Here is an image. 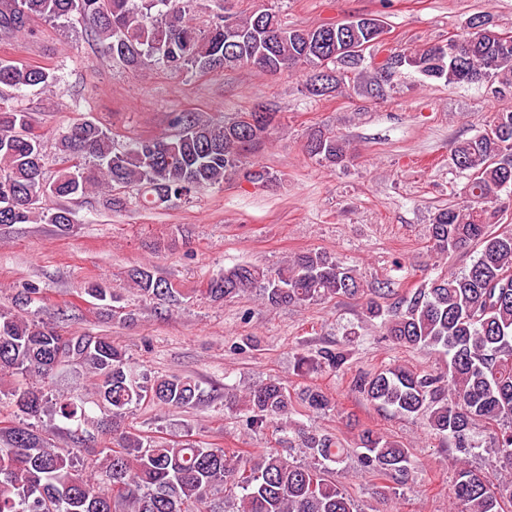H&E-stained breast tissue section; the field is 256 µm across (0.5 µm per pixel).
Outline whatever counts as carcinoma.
<instances>
[{
	"label": "carcinoma",
	"mask_w": 512,
	"mask_h": 512,
	"mask_svg": "<svg viewBox=\"0 0 512 512\" xmlns=\"http://www.w3.org/2000/svg\"><path fill=\"white\" fill-rule=\"evenodd\" d=\"M194 0H8L0 9V33L34 36L33 20H83L92 25L107 61L147 69L202 73L253 68L272 75L299 71L309 95L333 96L348 72L362 66L355 49L379 46L384 21L358 15L333 32L325 26L282 24L273 8L254 10L225 25L213 14L206 30L191 18ZM476 31L465 30L419 50H389L380 61L370 54L372 76L361 85L373 92L402 69L423 80L449 86L481 85L494 98L512 97V30L494 23L486 12ZM336 71L325 86L314 81L323 68ZM60 76L49 68L0 59V100L23 88L51 90ZM274 113L258 124L205 122L194 112H174L171 126L181 133L142 138L118 148L108 130L92 121L69 125L57 142L59 169L45 175L41 138L32 133L27 113L0 105V226L39 220L62 234L74 224L66 207L44 204L50 198L83 196L93 188L108 192L109 208L128 204L151 208L189 200L240 173L255 184L275 176L264 167L247 166V154L264 137ZM306 151L336 165L350 157L345 139L313 133ZM451 164L468 176L464 200L438 210L429 226L432 249L440 254L476 249V258L460 273H444L417 289L403 303L384 305L390 285L371 289L365 317L380 320L382 335L410 349H432L445 361L437 373L400 365L354 379L355 391L382 407L408 416L426 415L430 428L456 448L474 447L473 425L495 430L493 448L509 476L497 483L467 469L453 485L457 512H503L512 504V231L495 229L512 195V110L495 113L488 128L460 142ZM138 294L163 306L182 293L147 266L129 274ZM269 306L306 304L336 295L364 296L353 270L323 250L295 255L277 268L239 263L209 278L198 292L213 302L229 301L253 290ZM88 294L115 302L117 289L91 283ZM346 354L321 347L296 357L297 371L340 372ZM79 364L95 377L92 403L54 395L55 372ZM0 404L14 407L0 418V512H216V496L238 498L235 512H358L332 480L330 464L343 461L347 449L329 434L306 431L292 420L296 406L308 412L331 406L320 388L306 386L291 400L272 379L239 392L224 393V405L244 412L252 432L269 428L293 433L292 442L308 461H289L278 450L226 451L201 441L174 440L137 432L128 415L146 404L183 409L198 404V382L184 374L150 376L138 369L109 336L72 332L28 319L0 306ZM65 420L66 446H59L42 416ZM94 429L112 439L101 457L82 473L74 459ZM360 465L367 472L405 476L412 469L409 451L370 429L359 435Z\"/></svg>",
	"instance_id": "1"
}]
</instances>
